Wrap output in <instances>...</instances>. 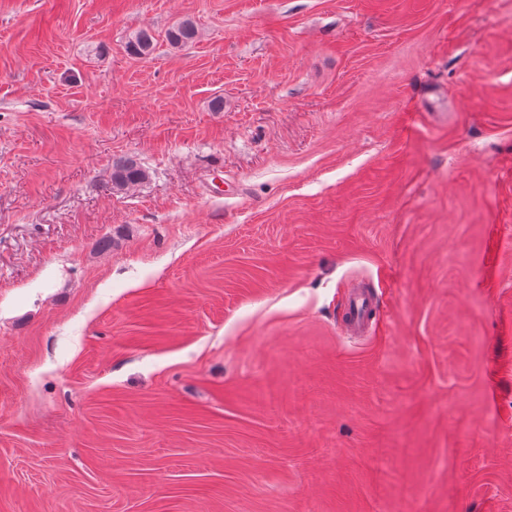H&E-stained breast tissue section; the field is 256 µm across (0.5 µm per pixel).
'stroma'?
Masks as SVG:
<instances>
[{
  "instance_id": "35a3bbf8",
  "label": "stroma",
  "mask_w": 512,
  "mask_h": 512,
  "mask_svg": "<svg viewBox=\"0 0 512 512\" xmlns=\"http://www.w3.org/2000/svg\"><path fill=\"white\" fill-rule=\"evenodd\" d=\"M0 512H512V0H0ZM198 29L194 22L185 20L170 27L166 33V41L174 47L188 44L196 39ZM155 45L154 36L148 30L140 29L131 36L127 48L131 54L146 58L152 55ZM148 177V171L130 157L120 159L112 165V188L117 191L135 187ZM379 304L374 293L355 288L341 319V330L346 336H363L376 315Z\"/></svg>"
}]
</instances>
